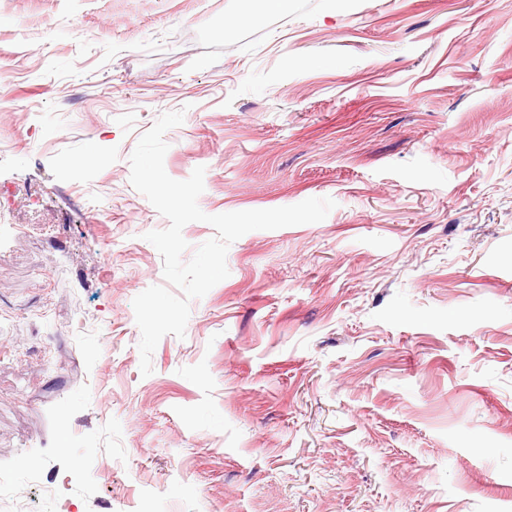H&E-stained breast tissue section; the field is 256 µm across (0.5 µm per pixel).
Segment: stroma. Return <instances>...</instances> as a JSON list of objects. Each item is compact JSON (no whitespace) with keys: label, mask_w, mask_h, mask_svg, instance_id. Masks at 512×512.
<instances>
[{"label":"stroma","mask_w":512,"mask_h":512,"mask_svg":"<svg viewBox=\"0 0 512 512\" xmlns=\"http://www.w3.org/2000/svg\"><path fill=\"white\" fill-rule=\"evenodd\" d=\"M0 0V474L30 512H512V0ZM252 231L140 372L130 183ZM66 508L44 489L60 475Z\"/></svg>","instance_id":"35a3bbf8"}]
</instances>
